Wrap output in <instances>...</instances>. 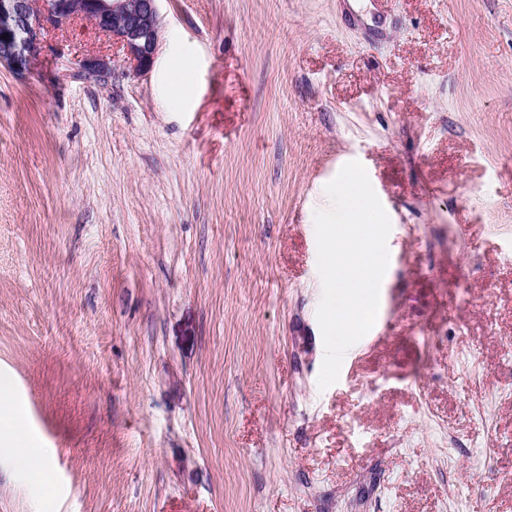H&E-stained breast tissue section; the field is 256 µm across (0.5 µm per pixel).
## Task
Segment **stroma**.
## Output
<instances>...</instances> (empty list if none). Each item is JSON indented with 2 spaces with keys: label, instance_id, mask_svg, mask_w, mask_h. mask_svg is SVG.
<instances>
[{
  "label": "stroma",
  "instance_id": "35a3bbf8",
  "mask_svg": "<svg viewBox=\"0 0 512 512\" xmlns=\"http://www.w3.org/2000/svg\"><path fill=\"white\" fill-rule=\"evenodd\" d=\"M159 21L146 71L86 20L0 65V512H512V0ZM355 160L389 270L323 390L314 213ZM178 66L175 67L166 77V83L169 89L170 98L176 106H182L185 102L184 85L182 82V72L190 65V59L184 55L177 54ZM76 75L95 83H105L112 77V58L103 54L82 57L76 63ZM54 455L51 448H35L30 453L16 455L13 462L32 482L49 484Z\"/></svg>",
  "mask_w": 512,
  "mask_h": 512
}]
</instances>
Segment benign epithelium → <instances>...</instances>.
Here are the masks:
<instances>
[{"label":"benign epithelium","instance_id":"1","mask_svg":"<svg viewBox=\"0 0 512 512\" xmlns=\"http://www.w3.org/2000/svg\"><path fill=\"white\" fill-rule=\"evenodd\" d=\"M160 0H0V64L22 75L43 47L44 34L76 19L93 23L139 70L152 67L159 40ZM76 75L102 84L112 77V59L87 55Z\"/></svg>","mask_w":512,"mask_h":512}]
</instances>
